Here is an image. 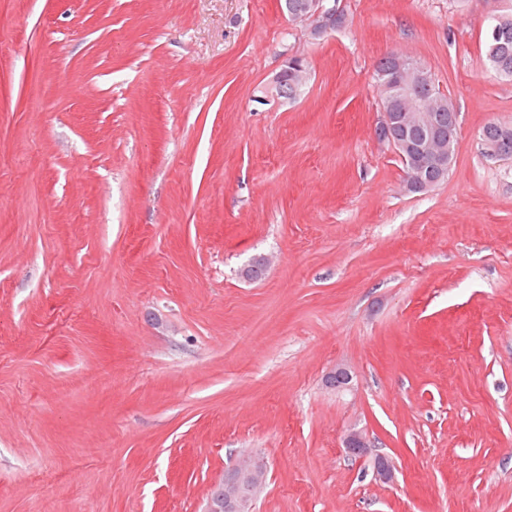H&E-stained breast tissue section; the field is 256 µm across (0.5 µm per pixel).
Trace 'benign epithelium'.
Wrapping results in <instances>:
<instances>
[{"label": "benign epithelium", "mask_w": 512, "mask_h": 512, "mask_svg": "<svg viewBox=\"0 0 512 512\" xmlns=\"http://www.w3.org/2000/svg\"><path fill=\"white\" fill-rule=\"evenodd\" d=\"M336 14V0H313V8L308 17L317 21L314 34L320 36L334 30L332 21ZM404 67L414 74L415 82L405 84L392 78L391 88L394 89V98L409 102L413 111H382L374 135L398 154L409 147L407 139L414 140L417 143L414 179L420 189L431 190L438 179L432 177L430 171L434 170L440 175L448 171V153L435 136L436 113L424 111L428 104L426 90L432 84L430 76L422 66L412 61L396 60V70ZM352 379L350 369L338 364L328 374L326 384L332 389L344 391L350 389ZM344 445L351 456L364 455L370 448L367 438L358 431L349 432L344 438ZM264 481L265 470L256 466L254 460H239L225 472L222 482L211 488L204 512H248V504Z\"/></svg>", "instance_id": "obj_1"}]
</instances>
